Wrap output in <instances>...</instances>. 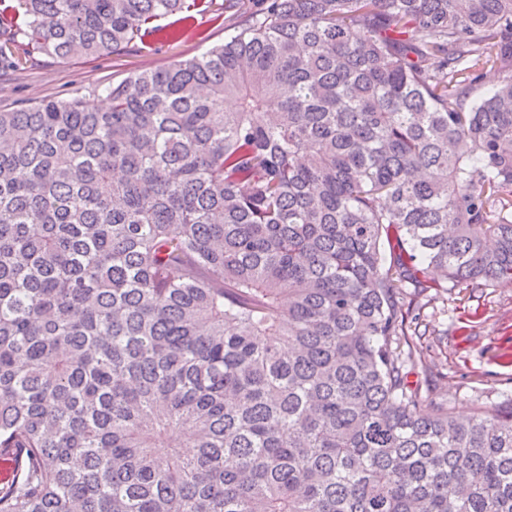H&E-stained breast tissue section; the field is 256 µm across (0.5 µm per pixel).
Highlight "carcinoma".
<instances>
[{
    "label": "carcinoma",
    "instance_id": "obj_1",
    "mask_svg": "<svg viewBox=\"0 0 512 512\" xmlns=\"http://www.w3.org/2000/svg\"><path fill=\"white\" fill-rule=\"evenodd\" d=\"M211 5L18 0L0 69ZM109 98L0 109V512H512L400 306L512 285V0H266Z\"/></svg>",
    "mask_w": 512,
    "mask_h": 512
}]
</instances>
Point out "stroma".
<instances>
[{
	"instance_id": "1",
	"label": "stroma",
	"mask_w": 512,
	"mask_h": 512,
	"mask_svg": "<svg viewBox=\"0 0 512 512\" xmlns=\"http://www.w3.org/2000/svg\"><path fill=\"white\" fill-rule=\"evenodd\" d=\"M220 19L197 15L176 22L157 20L158 31L98 59H57L36 55L20 69L0 71V109L20 103L86 96L89 106H108L105 89L129 74L167 66L201 54L223 42L238 13L225 0H213ZM427 330L424 364L408 368L409 383L424 377V366L437 367L432 398L460 417L480 409H504L512 403V285L452 288L419 298L412 305Z\"/></svg>"
}]
</instances>
